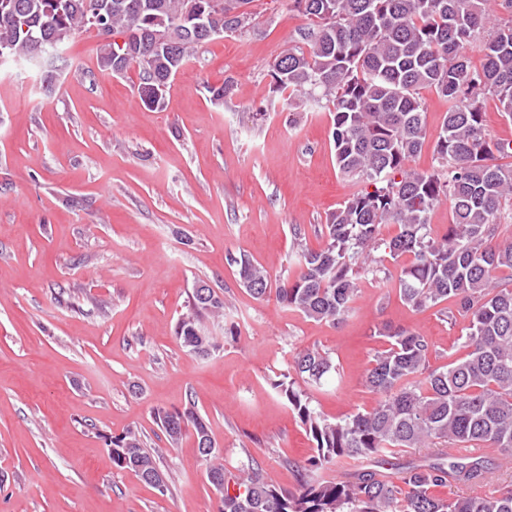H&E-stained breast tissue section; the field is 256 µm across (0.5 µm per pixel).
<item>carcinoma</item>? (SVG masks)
Masks as SVG:
<instances>
[{"mask_svg": "<svg viewBox=\"0 0 512 512\" xmlns=\"http://www.w3.org/2000/svg\"><path fill=\"white\" fill-rule=\"evenodd\" d=\"M85 0H0V47L9 60L32 63L64 51L77 34L93 29ZM101 23L112 36L96 34L97 71L138 69L136 88L150 110L164 107L171 74L195 56L183 37L191 27L185 13L191 0H97ZM212 30L242 25L230 21L224 0H211ZM310 19L300 32L308 48L284 49L270 69L271 89L289 92L288 104L324 103L331 120L336 166L360 185L329 213L319 250L299 249L292 280L272 288L271 276L247 255L230 258L240 283L256 299L275 293L284 308L336 326L354 309L363 270L386 271V258H406L394 282L399 300L411 311L440 307L463 322L458 355L447 364H429L431 344L409 327L382 330L388 346L365 371V387L378 403L339 421L312 405L306 390L339 374L330 353L297 352L292 372L271 381L305 427L313 448L297 466L298 486L289 490L249 462L235 474L224 468L223 453L208 423L189 401L181 410L157 408L154 421L168 440L178 442L193 429L218 512H512V484L483 493L448 496L450 481L467 484L485 474V460L452 454L470 444L494 448L512 459V242L499 240L501 218L512 204V142L490 144L484 104L496 101L512 121V0H293ZM168 30L181 42L172 57L148 41L136 57H126L117 38ZM478 52L481 66L471 54ZM429 88L448 101L436 135L437 166L416 172L408 163L427 142V112L419 90ZM450 201L451 224L439 234L430 214ZM385 224L398 233L381 237ZM193 288L175 335L191 354L207 357L219 347L204 325L224 315V300L205 281ZM112 464L153 484L156 456L138 431L129 429L107 443ZM407 448H430L421 463L401 468L397 480L381 473ZM366 459L373 468L344 480L321 472L339 459Z\"/></svg>", "mask_w": 512, "mask_h": 512, "instance_id": "obj_1", "label": "carcinoma"}]
</instances>
